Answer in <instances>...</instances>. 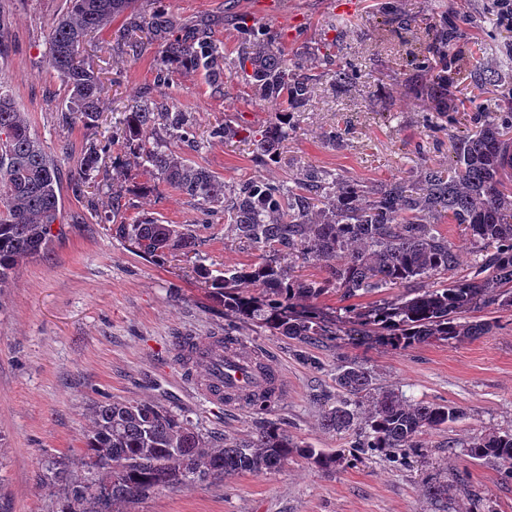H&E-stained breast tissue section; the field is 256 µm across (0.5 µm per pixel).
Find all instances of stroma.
<instances>
[{
	"label": "stroma",
	"instance_id": "stroma-1",
	"mask_svg": "<svg viewBox=\"0 0 512 512\" xmlns=\"http://www.w3.org/2000/svg\"><path fill=\"white\" fill-rule=\"evenodd\" d=\"M265 2L165 0L174 23L211 19L212 34L224 46L225 77L217 88L181 67L167 84L154 87L161 48L124 46L123 17L91 35L82 58L104 83L95 137L109 146L101 159L107 177L79 196L72 177L86 134L61 119L67 91L47 53L68 0H0V74L32 133L54 157L62 186L61 236L0 285V445L7 450L0 460V512H60L62 489L48 481L47 467L75 458L91 427V407L114 400H148L184 412L218 440L247 437L265 418L278 419L300 444L343 458L323 471L295 456L276 471L154 491L123 512H512V478L502 465L464 451L472 436L512 430V312H500L488 335L451 345L394 351L340 340L303 348L256 322L225 320L223 307L194 274L193 259L141 258L102 221L117 186L119 220L150 215L164 224L193 225L214 268L238 269L263 256L236 238L227 213H203L197 201L159 183L115 141L125 112L142 100L187 113L199 145L174 141L171 149L230 187L257 177L284 181L306 168L371 187L423 166H447L448 136L427 122L407 86L410 61L429 40L426 18L447 11L467 20L466 38L451 49L467 100L456 115L457 129L469 130L507 103L499 91L470 80L512 43V30L492 21V0H403L406 21L399 25L385 22L377 0H278L274 13ZM242 18L284 32L288 55L305 50L313 56L311 105L268 165L256 162L252 139L208 136L224 121L258 131L275 117L235 66ZM327 52L361 73L346 93L330 81L321 59ZM334 129L342 134L337 144L326 139ZM228 327L286 380L268 414L205 404L168 350L171 337L220 336ZM346 360L363 363L379 388L415 402L453 405L464 416L445 430L425 431L416 452L396 457L356 448L353 434L321 426L324 410L340 397L336 368ZM434 477L447 481V497L429 496Z\"/></svg>",
	"mask_w": 512,
	"mask_h": 512
}]
</instances>
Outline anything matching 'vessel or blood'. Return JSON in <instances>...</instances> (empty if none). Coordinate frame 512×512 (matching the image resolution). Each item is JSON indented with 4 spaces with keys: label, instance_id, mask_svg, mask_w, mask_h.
<instances>
[{
    "label": "vessel or blood",
    "instance_id": "vessel-or-blood-1",
    "mask_svg": "<svg viewBox=\"0 0 512 512\" xmlns=\"http://www.w3.org/2000/svg\"><path fill=\"white\" fill-rule=\"evenodd\" d=\"M172 350L196 393L217 408H239L252 393L284 386L280 374L264 368L259 355L231 337L180 336Z\"/></svg>",
    "mask_w": 512,
    "mask_h": 512
}]
</instances>
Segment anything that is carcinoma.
<instances>
[{"label": "carcinoma", "instance_id": "carcinoma-1", "mask_svg": "<svg viewBox=\"0 0 512 512\" xmlns=\"http://www.w3.org/2000/svg\"><path fill=\"white\" fill-rule=\"evenodd\" d=\"M136 0H69L48 43L51 67L67 88L63 122L91 133L101 117L102 81L76 47L91 32L134 9ZM387 22L401 19V0H381ZM131 34L161 42L157 86L168 83L171 66L200 71L210 82L224 77V47L205 22L178 27L163 12L152 21L131 17ZM433 39L414 62L411 90L435 127L448 132L453 159L448 168L424 166L414 179L399 178L369 188L328 171L308 170L289 184L255 178L225 197L224 181L179 155L167 139L195 142V131L182 112L156 111L146 104L125 113L122 138L138 163L160 183L196 199L206 211L229 214L236 237L268 255L262 262L215 275L205 264L197 274L226 314L256 320L270 331L301 345L333 342L341 336L353 344L407 350L432 341L458 343L477 339L496 326L494 314L512 311V107L470 132L451 131L456 119L457 68L451 46L461 38L448 14L428 19ZM239 70L260 98L278 111L261 132L256 151L262 164L275 159L276 147L292 129L287 117L302 112L311 99L304 63L286 55L269 27L239 25ZM512 69V57L474 75L475 83L496 86ZM333 85L347 92L359 79L352 66L336 63ZM97 143L88 139L77 170L76 190L97 181ZM0 179L8 193L0 198V284L23 261L44 254L53 244L59 217L60 181L54 159L33 136L24 113L9 94L0 93ZM464 224L473 245L471 271L442 280L458 263L455 245L439 232L441 220ZM112 237L139 255L163 261L175 254H199L201 241L187 224H161L154 217L124 221L110 228ZM299 252L320 265L319 280L295 277L280 264L282 253ZM242 282L258 288L238 291ZM407 287L402 294L359 303L379 288ZM331 292L347 302L334 320L316 301ZM336 385L343 397L326 410L328 431H353L355 447L379 455L418 447L427 430L442 431L458 421L459 408L447 404H411L393 390L381 391L367 368L355 360L337 367ZM473 459L493 460L512 477V431L488 433L465 446ZM330 470L338 459L288 436L267 420L249 438L217 441L204 436L185 414L151 402H112L92 409V426L84 448L69 464L54 462L50 478L62 487L61 512H120V506L159 488L204 484L243 472L282 468L292 456Z\"/></svg>", "mask_w": 512, "mask_h": 512}]
</instances>
